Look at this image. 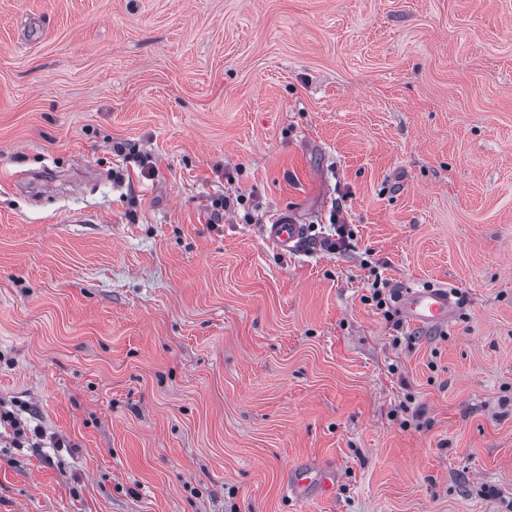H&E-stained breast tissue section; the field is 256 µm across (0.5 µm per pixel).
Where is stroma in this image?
I'll use <instances>...</instances> for the list:
<instances>
[{"label":"stroma","mask_w":512,"mask_h":512,"mask_svg":"<svg viewBox=\"0 0 512 512\" xmlns=\"http://www.w3.org/2000/svg\"><path fill=\"white\" fill-rule=\"evenodd\" d=\"M1 411L0 512H512V0H0ZM270 223L263 224V234L283 253L295 252L307 236L305 224H298L290 210H283ZM398 311L411 325L444 327L454 316L456 305L447 287H409L402 291ZM339 479V471L333 465L303 461L291 469L286 492L297 500L323 497L334 489Z\"/></svg>","instance_id":"35a3bbf8"}]
</instances>
